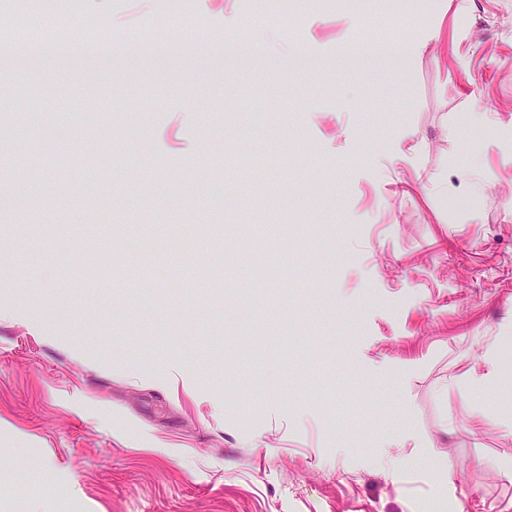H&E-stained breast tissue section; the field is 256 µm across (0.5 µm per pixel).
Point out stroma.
I'll return each instance as SVG.
<instances>
[{
    "mask_svg": "<svg viewBox=\"0 0 512 512\" xmlns=\"http://www.w3.org/2000/svg\"><path fill=\"white\" fill-rule=\"evenodd\" d=\"M47 2L122 59L0 45V512L511 503L512 0ZM175 21L169 25V34L164 38H153L150 40L151 46L174 48L181 43L182 31L187 25V17L181 14L171 15L168 22Z\"/></svg>",
    "mask_w": 512,
    "mask_h": 512,
    "instance_id": "1",
    "label": "stroma"
}]
</instances>
